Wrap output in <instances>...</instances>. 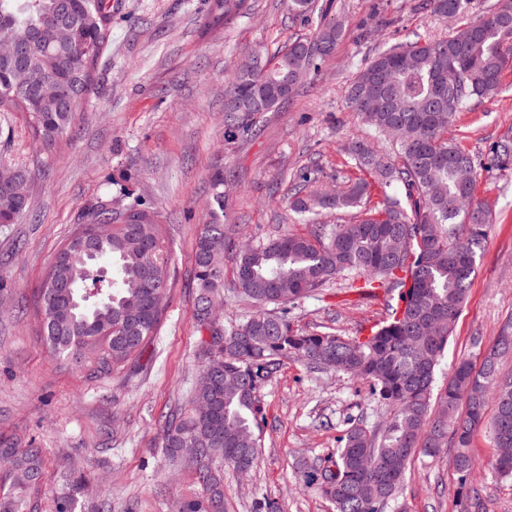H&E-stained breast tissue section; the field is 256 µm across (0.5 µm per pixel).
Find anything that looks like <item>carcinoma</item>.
<instances>
[{"instance_id":"carcinoma-1","label":"carcinoma","mask_w":512,"mask_h":512,"mask_svg":"<svg viewBox=\"0 0 512 512\" xmlns=\"http://www.w3.org/2000/svg\"><path fill=\"white\" fill-rule=\"evenodd\" d=\"M471 0H423L421 9L457 21L439 39L396 44L377 53L349 89L350 108L393 153L358 141L348 147L360 179L341 192L311 189L317 171L297 177L289 207L315 224L308 236L284 235L254 245L235 244L224 224V171L209 182V219L196 240L194 318L199 331L224 293V257L235 260L236 285L256 310L201 342L205 359L181 411L165 416L161 448L174 460L196 448L187 464L196 468L202 502L176 512H209L224 502L221 468L256 464L264 419L261 389L281 362L296 357L315 369L347 373L369 385L370 395L389 410L373 431L363 421L342 430L335 451L302 471L336 512H386L402 489L407 465L456 452L451 465L461 487L475 466L470 448L485 428L495 448H512V375L499 359L512 352V323L493 342L474 344L478 366L457 363L446 385L434 392L439 360L464 307L476 270V254L493 224L490 208L477 198L481 167L512 170V139L496 141L488 165L455 142L451 128L471 104L491 98L512 70V0H496L489 13L467 19ZM117 0H0V39L22 44L39 36L40 48L20 64L0 55V112H24L43 145L51 148L86 111L94 73L112 28ZM304 22L319 18L313 31L272 57L250 56L224 88V122L248 142L257 119L273 112L305 84L344 36L340 22H328L318 0H288ZM455 83L439 96V86ZM0 181V224H12L28 208V171L7 168ZM404 189L405 199L350 224H319L325 211L358 207L372 182ZM122 218L100 201L50 265L41 289L39 313L48 350L58 357L92 360L107 372L127 362L157 332L169 284V256L155 212L131 201ZM111 261L112 269L99 265ZM364 276L361 290H383L389 321L365 337L296 333L288 316L302 300L335 280ZM268 304L280 311L265 309ZM494 404L486 418L488 404ZM491 474L512 481V454H497ZM47 477L43 450L33 441L0 434V512H31L27 492ZM87 479H68L57 494L56 512H80ZM461 512H483L477 492H458Z\"/></svg>"}]
</instances>
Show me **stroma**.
<instances>
[{
  "label": "stroma",
  "instance_id": "stroma-1",
  "mask_svg": "<svg viewBox=\"0 0 512 512\" xmlns=\"http://www.w3.org/2000/svg\"><path fill=\"white\" fill-rule=\"evenodd\" d=\"M346 33L317 80L259 120L249 142L224 127V85L249 53L277 54L309 28L286 0H250L225 21L221 0H122L96 70L86 111L53 149L35 138L24 113L0 114V160L29 171V210L0 224V433L35 438L50 475L31 490L34 512H54L63 478L88 480L83 512H175L204 494L195 469L170 465L161 448L163 417L194 386L200 334L194 320L193 253L216 164L230 178L225 221L239 242L310 227L288 208L297 171L318 161V186L343 189L363 172L345 148L373 132L348 107L347 87L378 51L414 35H447L452 23L420 10V0H319ZM367 25L359 35V25ZM459 144L487 160L493 142L512 136V71L500 93L453 126ZM156 210L171 259L164 314L156 336L127 364L101 373L90 363L51 356L36 313L54 256L85 209L119 191ZM477 196L494 222L470 292L436 371L444 383L460 360L476 359L475 339L492 342L512 317V172L482 171ZM362 278L338 279L290 314L303 334L354 337L387 320L383 299L362 296ZM264 446L249 472L224 470V512H334L305 487L298 466L332 452L348 419L376 427L386 410L366 382L288 358L263 390ZM472 482L487 512H512V482L492 477L495 450L485 430L471 447ZM411 462L401 499L406 512H456L458 476L450 459Z\"/></svg>",
  "mask_w": 512,
  "mask_h": 512
}]
</instances>
